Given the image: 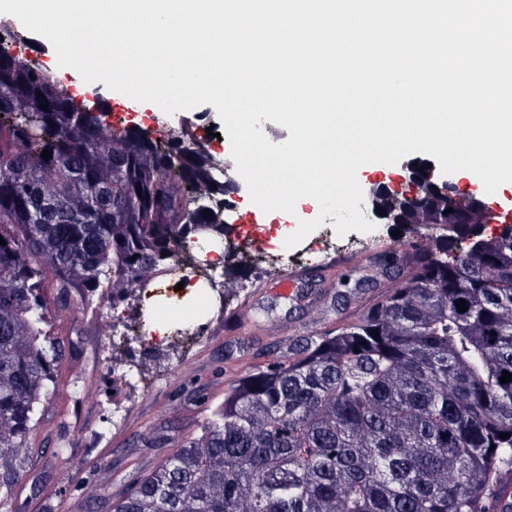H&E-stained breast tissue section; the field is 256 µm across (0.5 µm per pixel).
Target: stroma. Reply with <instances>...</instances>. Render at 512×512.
<instances>
[{
    "label": "stroma",
    "instance_id": "1",
    "mask_svg": "<svg viewBox=\"0 0 512 512\" xmlns=\"http://www.w3.org/2000/svg\"><path fill=\"white\" fill-rule=\"evenodd\" d=\"M336 244L318 230L299 244L303 276L291 293L280 290L275 270L236 280L232 323L210 321L196 340L157 350L131 342L121 361L137 368L134 386L114 381L104 360L130 305L107 296L93 307L76 293L67 308L49 302L45 330L61 346L60 365L52 395L38 407L10 512H95L101 498L129 491L199 434L237 374L283 360L288 337L335 330L337 292L360 289L369 301L401 286V277L363 260L336 269L326 254ZM58 448L66 458L55 456Z\"/></svg>",
    "mask_w": 512,
    "mask_h": 512
}]
</instances>
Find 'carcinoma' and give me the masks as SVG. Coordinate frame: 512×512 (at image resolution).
<instances>
[{"mask_svg": "<svg viewBox=\"0 0 512 512\" xmlns=\"http://www.w3.org/2000/svg\"><path fill=\"white\" fill-rule=\"evenodd\" d=\"M198 144L190 119L161 139L118 127L103 104L76 105L54 70L0 49V512L61 357L44 332L45 269L63 307L106 279L123 302L187 243L223 242L230 184ZM371 192L405 231H427L404 285L238 376L200 435L103 508L499 512L512 480V381L500 382L512 374V234L488 222L468 242L475 228L444 214L428 183L417 192L430 224L410 223L404 194Z\"/></svg>", "mask_w": 512, "mask_h": 512, "instance_id": "cac0c4a2", "label": "carcinoma"}]
</instances>
